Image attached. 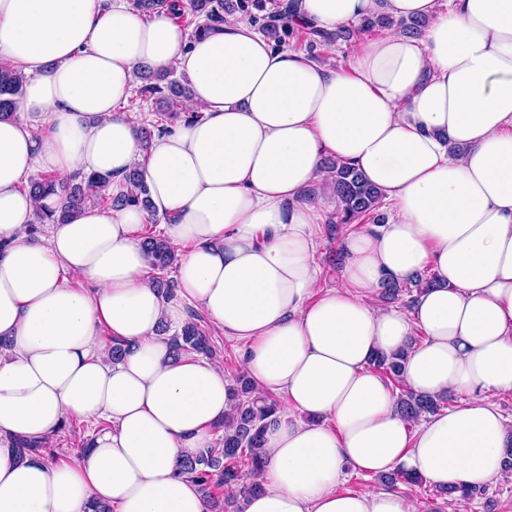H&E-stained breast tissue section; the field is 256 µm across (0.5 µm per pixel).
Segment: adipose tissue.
I'll use <instances>...</instances> for the list:
<instances>
[{
  "label": "adipose tissue",
  "instance_id": "adipose-tissue-1",
  "mask_svg": "<svg viewBox=\"0 0 512 512\" xmlns=\"http://www.w3.org/2000/svg\"><path fill=\"white\" fill-rule=\"evenodd\" d=\"M418 18L347 66L274 48L247 18L196 35L127 0H0V59L26 77L0 120V512H210L178 464L209 447L230 379L175 358L162 322L201 309L241 349L259 394L280 400L260 493L244 512H412L390 489L342 492L347 472H415L442 487L504 479L512 421V0H298L292 22L326 32L372 15ZM176 68L202 119L142 151L119 106L137 70ZM359 168L389 217L343 241L339 284L315 261L325 155ZM140 167L168 216L179 300L149 276L137 206L86 208L28 234L32 174ZM428 271L411 309L382 283ZM421 341H413L414 332ZM127 351L112 361V340ZM406 350V388L455 403L419 422L375 355ZM106 420L59 459L19 458L71 420Z\"/></svg>",
  "mask_w": 512,
  "mask_h": 512
}]
</instances>
